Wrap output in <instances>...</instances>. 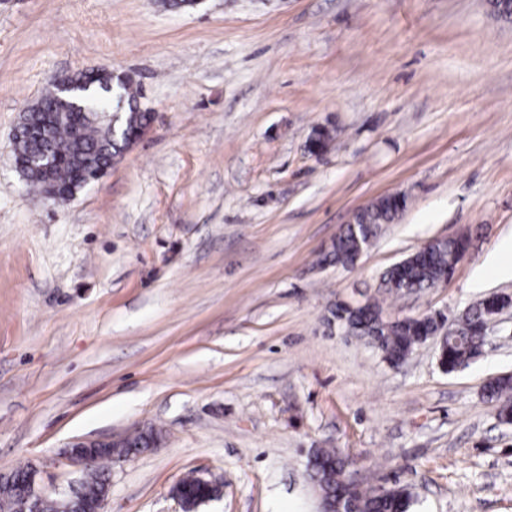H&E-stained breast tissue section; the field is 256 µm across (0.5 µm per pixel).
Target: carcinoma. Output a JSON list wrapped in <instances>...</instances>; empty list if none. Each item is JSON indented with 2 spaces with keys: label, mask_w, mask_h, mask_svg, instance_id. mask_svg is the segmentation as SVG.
Returning a JSON list of instances; mask_svg holds the SVG:
<instances>
[{
  "label": "carcinoma",
  "mask_w": 512,
  "mask_h": 512,
  "mask_svg": "<svg viewBox=\"0 0 512 512\" xmlns=\"http://www.w3.org/2000/svg\"><path fill=\"white\" fill-rule=\"evenodd\" d=\"M490 12L497 20L512 24V0H488ZM81 84L91 83L95 96L83 102L87 112H112L118 115L115 130L103 124H94L76 111L67 121L52 122L47 113L59 106L55 85L31 107L29 123L20 126L14 136L13 151L17 168L39 193H45V171L30 163V156L44 145L53 154L56 165L53 182L62 189L61 199L82 188V182L97 175L113 158L137 143L149 127L152 112L141 106L139 88L130 81L122 82L108 73L71 75ZM114 85V91L106 88ZM333 130L321 127L313 130L308 139L310 153H323L333 140ZM406 207V198L385 196L363 208L353 223L341 228L330 249L318 258L322 266L351 267L371 246L382 224H391ZM470 237L433 239L398 264L386 270L382 282L388 293L402 295L418 293L438 286L450 279ZM512 306V296L493 294L469 306L452 321L445 345L439 348V367L450 373L469 364L482 354L486 336L483 326L496 313ZM331 319L340 323L348 333L377 348L384 361L391 366L403 363L417 346L437 335L448 321L442 312L417 317L387 318L377 302L362 309L341 302L330 308ZM485 396L499 402L498 420L512 425V377L503 375L490 380ZM154 429L141 430L127 439L121 448H98L96 459L81 480L79 494L60 503L42 502L40 512H94L97 495L103 491L111 476L112 461L126 460L144 452L157 439ZM314 465L311 478L318 488L323 512H332L338 500H343L347 512H410L414 502L405 487L394 486L381 490L351 479L353 462L334 448H316L312 452ZM31 465L10 469L13 484L0 493V508L10 512L14 501L24 499L25 484ZM221 491V486L190 476L176 484L172 492L187 502L196 503Z\"/></svg>",
  "instance_id": "carcinoma-1"
}]
</instances>
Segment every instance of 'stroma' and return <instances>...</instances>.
Segmentation results:
<instances>
[{
  "label": "stroma",
  "mask_w": 512,
  "mask_h": 512,
  "mask_svg": "<svg viewBox=\"0 0 512 512\" xmlns=\"http://www.w3.org/2000/svg\"><path fill=\"white\" fill-rule=\"evenodd\" d=\"M132 75L153 121L69 201L30 192L11 138L55 74ZM335 128L327 152L314 128ZM408 198L349 268L319 267L368 203ZM471 232L426 292L383 273ZM512 25L486 0H0V471L47 496L77 439L152 427L112 466L104 512H181L173 487L223 485L197 512H320L313 449L412 512H512V426L483 395L512 374V311L453 373L435 340L394 368L328 325L334 303L455 316L512 277Z\"/></svg>",
  "instance_id": "1"
}]
</instances>
